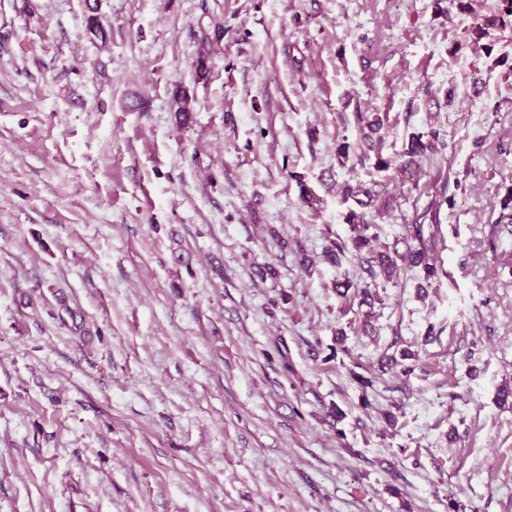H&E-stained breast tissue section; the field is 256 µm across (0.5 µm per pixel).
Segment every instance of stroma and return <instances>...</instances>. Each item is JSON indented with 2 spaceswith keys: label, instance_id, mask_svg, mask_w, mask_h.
<instances>
[{
  "label": "stroma",
  "instance_id": "obj_1",
  "mask_svg": "<svg viewBox=\"0 0 512 512\" xmlns=\"http://www.w3.org/2000/svg\"><path fill=\"white\" fill-rule=\"evenodd\" d=\"M501 7L0 0V512H512ZM358 217L359 216H357L355 213H352L350 216V224H353V229L355 232V236L352 238L353 248L357 253H359V255H361L362 252L370 255L369 260L366 261L368 263L376 261L381 273H383L387 279H390L394 269L397 268V259L384 254H379L377 257L375 256L376 244L379 236L377 233L371 232V229L374 225L365 224L363 220L358 221Z\"/></svg>",
  "mask_w": 512,
  "mask_h": 512
}]
</instances>
